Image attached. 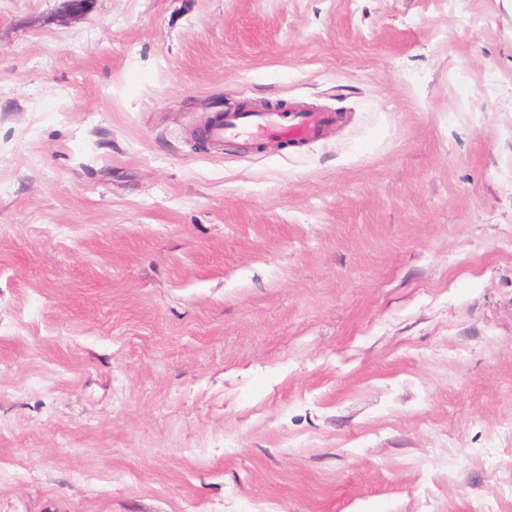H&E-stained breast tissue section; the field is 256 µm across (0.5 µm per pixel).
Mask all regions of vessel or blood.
Returning <instances> with one entry per match:
<instances>
[{
    "label": "vessel or blood",
    "mask_w": 512,
    "mask_h": 512,
    "mask_svg": "<svg viewBox=\"0 0 512 512\" xmlns=\"http://www.w3.org/2000/svg\"><path fill=\"white\" fill-rule=\"evenodd\" d=\"M342 119L341 113L323 111H283L262 108L254 111L232 110L209 131L213 141L242 139L255 143L276 140L301 145L314 140L320 131Z\"/></svg>",
    "instance_id": "obj_1"
}]
</instances>
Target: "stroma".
Returning <instances> with one entry per match:
<instances>
[{"instance_id": "stroma-1", "label": "stroma", "mask_w": 512, "mask_h": 512, "mask_svg": "<svg viewBox=\"0 0 512 512\" xmlns=\"http://www.w3.org/2000/svg\"><path fill=\"white\" fill-rule=\"evenodd\" d=\"M0 512H512V0H0ZM342 120L340 112L283 110L262 108L254 111L232 110L209 131L211 141L226 139L265 143L276 140L301 145L314 140L320 131Z\"/></svg>"}]
</instances>
